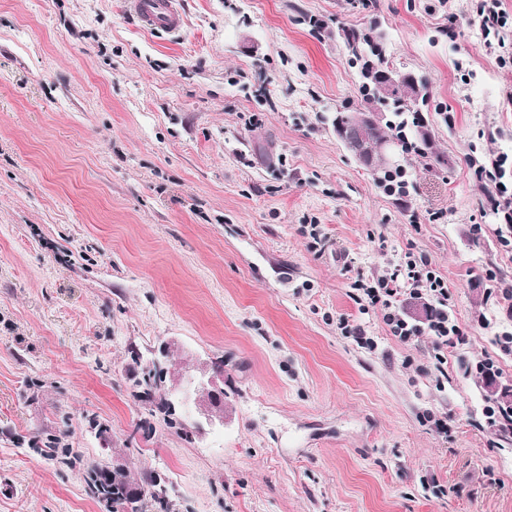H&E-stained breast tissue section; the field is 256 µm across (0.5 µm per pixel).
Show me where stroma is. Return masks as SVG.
<instances>
[{"label":"stroma","mask_w":512,"mask_h":512,"mask_svg":"<svg viewBox=\"0 0 512 512\" xmlns=\"http://www.w3.org/2000/svg\"><path fill=\"white\" fill-rule=\"evenodd\" d=\"M178 2L169 36L126 0H0V512H105L87 465L116 459L174 512H512L476 368L512 384L511 233L468 164L512 157V65L472 0ZM350 28L429 82L447 161L404 155L403 204L331 123L362 100ZM408 252L466 335L440 368L351 296ZM217 377H223V375L214 373V375L208 376L206 381L202 380L199 383L198 393L201 396L196 402V408L198 413L209 421H212V417L216 413H224V389L217 383Z\"/></svg>","instance_id":"35a3bbf8"}]
</instances>
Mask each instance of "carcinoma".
Listing matches in <instances>:
<instances>
[{
    "instance_id": "carcinoma-1",
    "label": "carcinoma",
    "mask_w": 512,
    "mask_h": 512,
    "mask_svg": "<svg viewBox=\"0 0 512 512\" xmlns=\"http://www.w3.org/2000/svg\"><path fill=\"white\" fill-rule=\"evenodd\" d=\"M345 39L355 54L363 52L372 57V60L364 62L361 67L364 106L355 111L344 109L336 112L333 120L335 129H340V126L357 115L369 112L375 120L372 128L373 138L386 136L402 150L411 143L417 150V155L436 164L445 163L444 156L435 151L429 135H419V129L424 127V124L412 123L414 115L427 105L426 80L412 75L411 82L403 87L391 86L388 80L380 76V71L388 68L380 45L362 36L355 29L345 31ZM488 399L494 401L499 420L512 422L511 389L492 394ZM89 475L99 502L105 504L108 512H119L127 506L131 507V512H173L168 487L155 482L153 477L142 485L129 472L112 473L108 465L101 462L91 464ZM132 486L140 488V497H127V491Z\"/></svg>"
}]
</instances>
